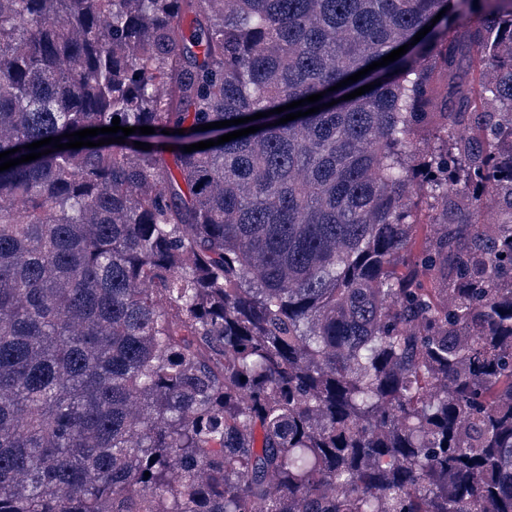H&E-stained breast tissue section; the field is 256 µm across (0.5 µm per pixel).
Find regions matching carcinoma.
I'll use <instances>...</instances> for the list:
<instances>
[{
	"instance_id": "obj_1",
	"label": "carcinoma",
	"mask_w": 512,
	"mask_h": 512,
	"mask_svg": "<svg viewBox=\"0 0 512 512\" xmlns=\"http://www.w3.org/2000/svg\"><path fill=\"white\" fill-rule=\"evenodd\" d=\"M116 116L0 172V512H512V0H0V152Z\"/></svg>"
}]
</instances>
